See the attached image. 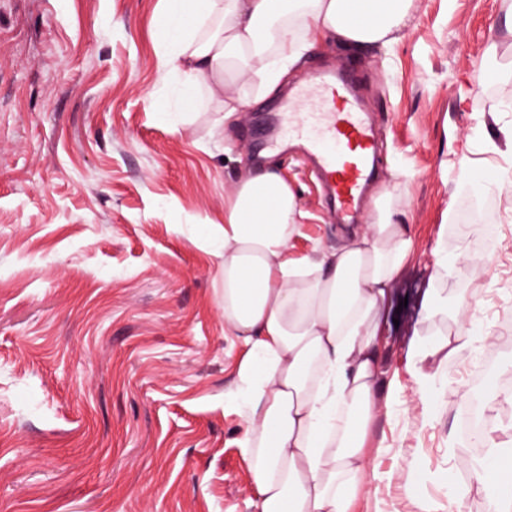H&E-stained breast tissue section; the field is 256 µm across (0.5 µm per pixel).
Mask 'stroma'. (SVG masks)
Returning a JSON list of instances; mask_svg holds the SVG:
<instances>
[{
    "instance_id": "obj_1",
    "label": "stroma",
    "mask_w": 512,
    "mask_h": 512,
    "mask_svg": "<svg viewBox=\"0 0 512 512\" xmlns=\"http://www.w3.org/2000/svg\"><path fill=\"white\" fill-rule=\"evenodd\" d=\"M166 0H0V512H256L224 406L242 343L224 326L222 260L200 226L257 164L252 151L288 93L338 60L374 114L382 174L408 175L399 208L415 251L393 281L379 359L384 390L369 427L371 465L355 512H447L455 468L473 450L461 431L482 374L512 372V193L456 179L512 168V33L502 0H416L397 42L354 49L312 43L275 92L235 91L176 124L161 72ZM499 111H490V104ZM303 213L290 254L341 236L307 158H270ZM489 274L450 278L449 298L478 291L484 332L448 367L437 404L416 396L406 355L432 288L435 248L465 246L454 226L472 201ZM422 459L420 474L410 471Z\"/></svg>"
}]
</instances>
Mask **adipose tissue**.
Segmentation results:
<instances>
[{
	"label": "adipose tissue",
	"instance_id": "1",
	"mask_svg": "<svg viewBox=\"0 0 512 512\" xmlns=\"http://www.w3.org/2000/svg\"><path fill=\"white\" fill-rule=\"evenodd\" d=\"M414 0H169L160 19L168 34L163 69L180 87L183 114L198 107L199 88L239 111L225 93L231 78L258 81L268 94L302 57L297 34L334 36L362 48L387 45L410 21ZM297 195L275 169L242 177L224 199V221L204 241L224 255V325L240 356L224 404L243 420L238 446L248 465L258 512H350L369 468L368 426L380 379L377 340L391 285L414 246L394 189L375 200L370 223L350 229L335 250L292 259L299 232ZM434 289L423 301L406 371L419 399L437 390L444 368L471 344V299L449 300L450 274L487 270L485 255L439 250ZM498 419L481 435L483 459L460 457L475 472L485 512H512V458L502 439L512 416V385L494 382L488 401Z\"/></svg>",
	"mask_w": 512,
	"mask_h": 512
}]
</instances>
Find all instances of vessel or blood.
Returning a JSON list of instances; mask_svg holds the SVG:
<instances>
[{
	"label": "vessel or blood",
	"mask_w": 512,
	"mask_h": 512,
	"mask_svg": "<svg viewBox=\"0 0 512 512\" xmlns=\"http://www.w3.org/2000/svg\"><path fill=\"white\" fill-rule=\"evenodd\" d=\"M275 148L308 159L337 223H357L378 175L377 128L348 73L317 72L282 105Z\"/></svg>",
	"instance_id": "vessel-or-blood-1"
}]
</instances>
